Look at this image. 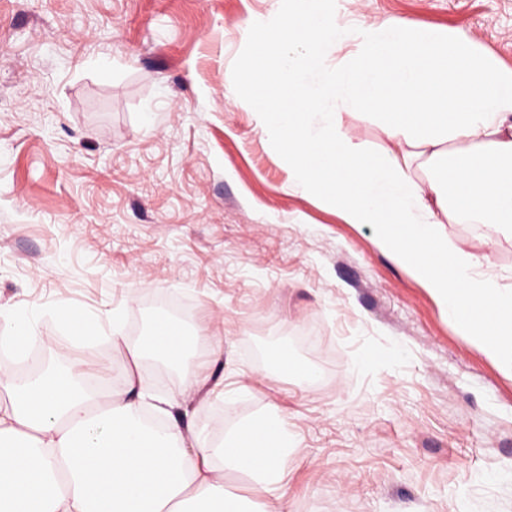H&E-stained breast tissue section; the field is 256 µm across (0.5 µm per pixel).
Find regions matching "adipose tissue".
Listing matches in <instances>:
<instances>
[{"mask_svg": "<svg viewBox=\"0 0 512 512\" xmlns=\"http://www.w3.org/2000/svg\"><path fill=\"white\" fill-rule=\"evenodd\" d=\"M307 2L261 24L260 48L238 74L261 132L281 147L295 186L346 223L372 225L442 312L512 368V289L439 221L478 222L489 241L512 235V72L455 32L388 18L358 35ZM349 44L351 57L335 61ZM335 108L369 111L388 147L355 142L332 122ZM415 161L428 181L410 175ZM490 309L491 333L481 320ZM195 342L156 318L142 342L123 345L125 371L102 388L71 368L24 380L1 370L0 512H261L271 502L288 512L282 488L295 442L278 408L235 422L218 442L180 424L178 411L204 384L189 363ZM148 358L178 371L169 395L144 386ZM148 412L161 432L142 427ZM232 474L248 479V494L225 489Z\"/></svg>", "mask_w": 512, "mask_h": 512, "instance_id": "adipose-tissue-1", "label": "adipose tissue"}]
</instances>
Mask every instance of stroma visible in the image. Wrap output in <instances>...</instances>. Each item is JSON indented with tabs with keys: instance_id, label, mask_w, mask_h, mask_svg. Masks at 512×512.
I'll return each instance as SVG.
<instances>
[{
	"instance_id": "stroma-1",
	"label": "stroma",
	"mask_w": 512,
	"mask_h": 512,
	"mask_svg": "<svg viewBox=\"0 0 512 512\" xmlns=\"http://www.w3.org/2000/svg\"><path fill=\"white\" fill-rule=\"evenodd\" d=\"M289 0H0V307L34 315L43 365L105 379L111 343L73 337L63 307L139 342L160 315L197 345L206 384L181 412L212 438L275 406L299 446L288 512H512V372L413 274L288 180L234 77L246 25ZM362 28L451 30L512 70V0H319ZM512 285V237L445 224ZM287 349L324 376L280 373ZM376 349L393 361L366 363ZM234 387L232 404L220 393Z\"/></svg>"
}]
</instances>
